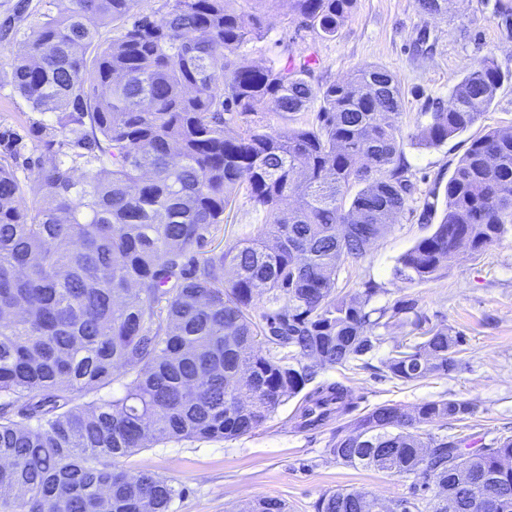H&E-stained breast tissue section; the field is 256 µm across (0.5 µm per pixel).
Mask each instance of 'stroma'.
Segmentation results:
<instances>
[{
  "label": "stroma",
  "instance_id": "obj_1",
  "mask_svg": "<svg viewBox=\"0 0 512 512\" xmlns=\"http://www.w3.org/2000/svg\"><path fill=\"white\" fill-rule=\"evenodd\" d=\"M504 1L512 5V0H448L446 14L430 16L417 0H356L336 38L323 41L302 28L287 0H281L265 18V37L243 47L245 59L258 66L288 52L317 53L321 66L311 81L319 86L346 78L366 64L387 67L397 75L402 90L399 126L416 190L407 210L372 243L365 259L341 267L336 288L352 293L363 282L374 281L379 287L370 301L374 308L404 297L416 299L431 325L463 336L466 367L409 383L385 377L383 359L412 336L410 327H393L385 330L369 367H328L318 376L319 381L338 382L348 389L354 414L303 429L295 418L300 401L293 398L250 435L172 442L124 459L123 468L152 472L180 489L169 512H243L261 497L284 500L288 512H315L322 495L339 488L388 501L408 495L419 481L417 475L344 465L328 452L336 431L350 430L355 416L384 404L412 410L432 400H467L476 406L473 416L432 427V434L465 438L477 448L512 436V236L480 254L460 250L447 270L423 284L394 274L398 258L434 231L436 222L424 219V206L431 203L443 209L444 186L471 140L490 129L512 128V17L500 14ZM15 3L0 0V139L16 134L31 146L38 140L40 115L13 92L8 78L23 33L41 20L49 0H27L21 14L15 12ZM488 55L507 75L489 111L443 145L419 147L414 136L428 120V105L447 99L467 66ZM226 214L211 249L224 250L266 229L263 213L253 209L246 195H238Z\"/></svg>",
  "mask_w": 512,
  "mask_h": 512
}]
</instances>
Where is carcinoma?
I'll list each match as a JSON object with an SVG mask.
<instances>
[{"label": "carcinoma", "instance_id": "cac0c4a2", "mask_svg": "<svg viewBox=\"0 0 512 512\" xmlns=\"http://www.w3.org/2000/svg\"><path fill=\"white\" fill-rule=\"evenodd\" d=\"M140 2L56 0L11 64L13 90L47 120L27 162L34 178H19L14 151L0 161V512H168L172 482L121 459L249 435L322 369L363 361L383 342L376 329L423 323L414 299L370 308L372 283L336 289L341 266L366 257L415 191L397 75L364 65L316 87V56L244 62L240 49L262 36V15L279 0H253L251 12L239 0H164L159 13L138 11ZM355 2L290 0L322 40ZM418 4L448 12V0ZM108 25L118 36L103 43ZM501 81L489 56L470 66L415 139L438 147L468 131ZM316 99L314 122L287 129L259 109L268 101L288 122ZM242 191L265 214L266 238L199 257ZM510 233L512 131L490 130L458 160L439 224L396 274L430 281L460 247L480 253ZM463 343L431 327L382 367L406 383L447 375L463 367ZM351 411L345 386L318 385L303 397L300 427ZM474 412L470 401L441 399L354 419L329 454L416 474L419 488L387 503L335 490L316 512H448L450 503L477 512L449 467L464 440L418 433ZM465 458L467 476L512 512V468H501L512 439ZM246 512L288 506L266 497Z\"/></svg>", "mask_w": 512, "mask_h": 512}]
</instances>
